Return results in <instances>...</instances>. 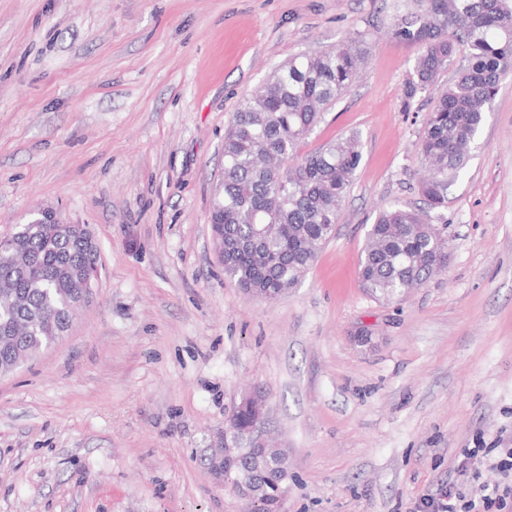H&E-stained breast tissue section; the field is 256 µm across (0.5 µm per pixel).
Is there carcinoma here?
Returning a JSON list of instances; mask_svg holds the SVG:
<instances>
[{
	"label": "carcinoma",
	"instance_id": "carcinoma-1",
	"mask_svg": "<svg viewBox=\"0 0 512 512\" xmlns=\"http://www.w3.org/2000/svg\"><path fill=\"white\" fill-rule=\"evenodd\" d=\"M396 20V37L419 45L421 55L404 92L410 110L417 93L436 83L450 58L463 59L435 98L420 144L425 170L421 196L431 208L447 204L448 183L471 157L485 114L502 81L512 75L509 0H409ZM364 50L356 39L304 52L279 66L257 93L241 101L224 135V178L215 194L211 225L222 227L224 274L245 292L275 296L292 287L329 241L344 196L362 159L357 136L299 155L303 140L326 110L354 83ZM448 225L428 222L421 209L381 211L367 234L359 265L364 291L375 300L406 295L448 266ZM35 258L15 268L0 249V371L9 374L67 331L73 282L89 261L84 241L56 224L32 220L13 233ZM249 413L233 412L224 431L238 441L224 462V487L260 503L286 493L288 449L257 457Z\"/></svg>",
	"mask_w": 512,
	"mask_h": 512
}]
</instances>
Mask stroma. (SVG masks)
I'll return each mask as SVG.
<instances>
[{"label":"stroma","instance_id":"stroma-1","mask_svg":"<svg viewBox=\"0 0 512 512\" xmlns=\"http://www.w3.org/2000/svg\"><path fill=\"white\" fill-rule=\"evenodd\" d=\"M401 0H0V237L87 225L99 274L68 333L0 377V512H248L209 457L245 392L289 451L285 512H428L468 448H512V77L430 220L448 267L400 301L358 262L422 205L432 107ZM365 35L300 146L358 134L334 236L278 299L224 274L210 211L239 102L292 55ZM368 344H359V337Z\"/></svg>","mask_w":512,"mask_h":512}]
</instances>
